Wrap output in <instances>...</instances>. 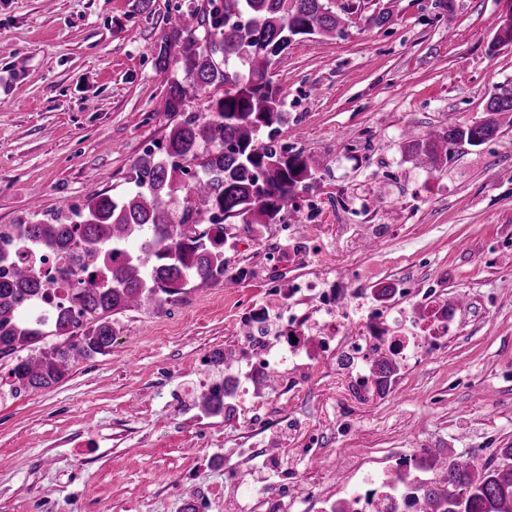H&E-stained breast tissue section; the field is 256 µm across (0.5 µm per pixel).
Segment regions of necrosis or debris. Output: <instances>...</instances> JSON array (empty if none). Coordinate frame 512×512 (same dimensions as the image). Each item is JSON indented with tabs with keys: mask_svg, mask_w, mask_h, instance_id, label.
I'll return each mask as SVG.
<instances>
[{
	"mask_svg": "<svg viewBox=\"0 0 512 512\" xmlns=\"http://www.w3.org/2000/svg\"><path fill=\"white\" fill-rule=\"evenodd\" d=\"M6 231V226H0V251L16 255L50 278L45 296L33 305L34 311L73 306L72 279L63 273L70 265L68 254H57L49 263H42L39 253L21 249L6 238ZM263 295L280 310L284 333L241 344L243 392L252 396L261 390L259 378L287 377L289 361H302L312 371L340 348L364 364L381 350L392 352L401 361H417L419 355L429 356L441 349L457 315L447 302L432 295L419 297L416 289L404 284H390L364 294L347 286L319 288L308 280H294L283 288L268 286ZM415 301L422 302L425 315L410 333L399 328L396 309ZM422 455V449H415L407 461L382 475L365 478L351 497L353 512H376L384 501L398 504L399 512H415L413 504L398 503L396 476L407 473L420 477L416 463Z\"/></svg>",
	"mask_w": 512,
	"mask_h": 512,
	"instance_id": "1",
	"label": "necrosis or debris"
}]
</instances>
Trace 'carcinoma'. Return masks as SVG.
<instances>
[{
  "mask_svg": "<svg viewBox=\"0 0 512 512\" xmlns=\"http://www.w3.org/2000/svg\"><path fill=\"white\" fill-rule=\"evenodd\" d=\"M343 19L332 0H190L177 25L161 37L155 65L172 73L157 111L173 123L164 140L144 151L130 176L134 188L120 195L94 194L60 219L13 224L24 249L54 255L72 250L69 271L79 315L64 311L39 324L28 308L46 282L28 265L0 253L11 265L0 280V361L10 363L14 394L48 389L80 359L110 351L117 316L161 307L186 287L207 288L224 279V224L239 221L256 233L275 224L293 205L296 189L321 166L314 155L289 153L278 144L283 99L268 76L275 57L296 37L333 38ZM512 43V17L501 19L491 49ZM229 90H224V87ZM201 100L207 114L186 113ZM486 119L405 135L409 155L430 165L458 146L478 147L512 124V86L488 98ZM199 224L213 225L197 233ZM385 396L401 366L379 356L371 366ZM230 386L204 390L198 408L206 416H230ZM427 476L417 484L418 512H452L448 495L459 493L460 512H512V447L496 448L479 463L450 448H427Z\"/></svg>",
  "mask_w": 512,
  "mask_h": 512,
  "instance_id": "obj_1",
  "label": "carcinoma"
}]
</instances>
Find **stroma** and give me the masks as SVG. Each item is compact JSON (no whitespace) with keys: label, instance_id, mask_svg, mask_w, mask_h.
Listing matches in <instances>:
<instances>
[{"label":"stroma","instance_id":"stroma-1","mask_svg":"<svg viewBox=\"0 0 512 512\" xmlns=\"http://www.w3.org/2000/svg\"><path fill=\"white\" fill-rule=\"evenodd\" d=\"M335 0L336 38L296 39L269 70L285 97L279 140L320 156L280 224L227 241L253 281L186 289L161 310L131 311L109 353L74 363L52 388L12 395L0 369V512H268L281 471L318 486L293 512H326L366 474L415 448L481 461L512 446V126L429 166L407 129L484 120L512 84V44L489 52L507 0ZM185 0H0V225L52 215L129 188L136 159L162 141L166 75L157 48ZM388 8L392 20L369 23ZM293 235L284 238L281 224ZM314 246L277 265L263 255ZM405 279L464 293L445 349L402 367L390 392L359 398L358 361L290 368L294 389L265 390L234 416L201 415L195 394L222 379L202 356L238 346L234 302L265 306L263 284ZM276 448V457H244Z\"/></svg>","mask_w":512,"mask_h":512}]
</instances>
